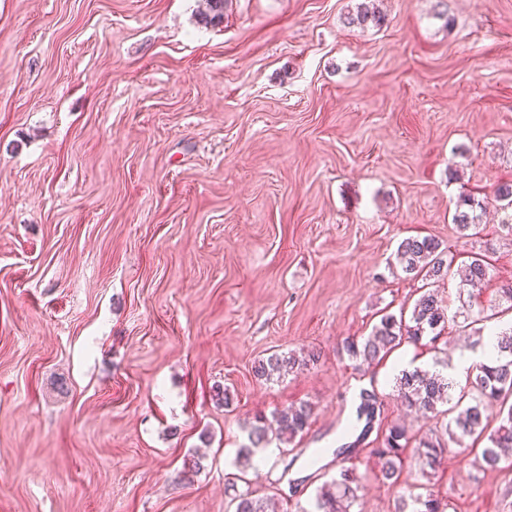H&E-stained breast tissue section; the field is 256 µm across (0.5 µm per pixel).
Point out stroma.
Wrapping results in <instances>:
<instances>
[{
    "label": "stroma",
    "mask_w": 512,
    "mask_h": 512,
    "mask_svg": "<svg viewBox=\"0 0 512 512\" xmlns=\"http://www.w3.org/2000/svg\"><path fill=\"white\" fill-rule=\"evenodd\" d=\"M362 2L229 0L207 24L202 0H0V512H234L247 491L311 512L346 467L362 512L422 483L446 512H512V467L474 451L390 481L338 452L364 390L428 433L397 376L472 354L453 325L370 366L342 350L428 289L404 238L447 247L449 317L512 322L502 212L452 222L512 184V0H376L379 28L348 24ZM276 352L319 359L257 378ZM302 403L309 429L239 470L245 423ZM484 204L471 197H462L452 217L453 224H457L460 232L476 229L479 226L480 214L478 210L483 209ZM457 274L460 277V284L462 286L460 290H466L469 296H471L474 291L481 290L482 285L488 278L489 266L483 256L475 254L471 256L470 262L462 267Z\"/></svg>",
    "instance_id": "35a3bbf8"
}]
</instances>
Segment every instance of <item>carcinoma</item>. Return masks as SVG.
Returning a JSON list of instances; mask_svg holds the SVG:
<instances>
[{"instance_id": "obj_1", "label": "carcinoma", "mask_w": 512, "mask_h": 512, "mask_svg": "<svg viewBox=\"0 0 512 512\" xmlns=\"http://www.w3.org/2000/svg\"><path fill=\"white\" fill-rule=\"evenodd\" d=\"M228 0H205L202 19L219 21L224 16ZM385 16L375 9L363 8L348 18V23L365 27L372 23L380 26ZM483 203L471 197L459 200L452 223L459 231L466 232L479 226V210ZM396 259L404 273L412 278L424 277L440 281L448 277L451 264L441 243L431 237H410L400 242ZM458 275L462 290L468 294L481 289L488 278L489 266L483 256L476 254L462 267ZM448 327L447 309L433 292H427L415 302L409 320L397 319L392 315L381 318L364 341L354 339L344 342V349L353 358L371 364L383 358L404 342L419 343L423 336L432 333L439 336ZM496 356L475 367L476 377L472 389L452 393L453 383L427 370L416 368L404 371L396 378V388L401 403L411 410L434 416L448 415L450 419L431 434L414 438L408 429L397 422L381 428L380 434L372 440L371 453L382 461V474L392 479L402 470L407 459H413L419 473L428 477L441 466L448 453L449 443L463 445L467 439L478 445L485 443L477 463L484 469L500 468L506 460V451L512 448V328L498 333ZM315 361V354L298 357L294 354L273 353L258 361L254 373L259 378L285 375L308 366ZM501 404V418L498 426L489 429L485 415L488 403ZM448 405L441 410L439 406ZM381 402L374 393L365 392L356 411L353 429L358 431L355 439L336 450L341 455L351 453L365 442L381 416ZM313 409L308 404L284 407L277 410L268 420L257 416L247 425L250 445L241 449L239 464L253 466V449L268 442L269 435L280 440L291 441L309 427ZM361 478L352 470L344 468L331 484L323 485L316 497V512H352L360 504ZM235 512H268L267 502L246 492L234 497ZM397 512H445L441 501L430 490L401 501Z\"/></svg>"}]
</instances>
